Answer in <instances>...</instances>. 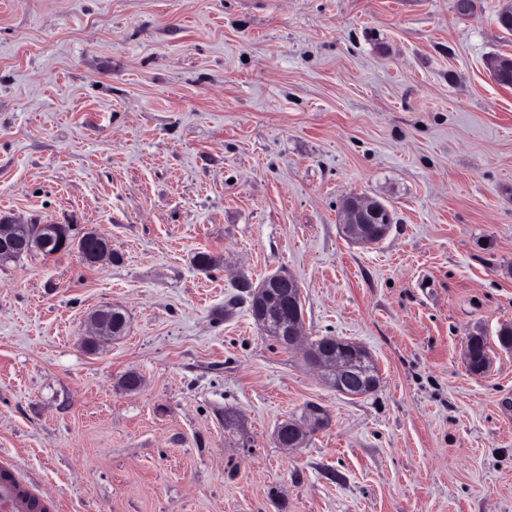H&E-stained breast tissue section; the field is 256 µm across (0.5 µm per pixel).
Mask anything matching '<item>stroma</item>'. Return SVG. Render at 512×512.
Returning a JSON list of instances; mask_svg holds the SVG:
<instances>
[{"mask_svg": "<svg viewBox=\"0 0 512 512\" xmlns=\"http://www.w3.org/2000/svg\"><path fill=\"white\" fill-rule=\"evenodd\" d=\"M474 2L0 0V219L113 254L0 263V455L56 512H512V87L487 69L512 35ZM353 195L391 211L381 242L346 237ZM277 272L375 392L225 312ZM109 305L125 333L88 350ZM310 402L327 425L282 448ZM468 341L471 348L468 369L471 373L482 374L489 364L488 346L481 336H472Z\"/></svg>", "mask_w": 512, "mask_h": 512, "instance_id": "stroma-1", "label": "stroma"}]
</instances>
